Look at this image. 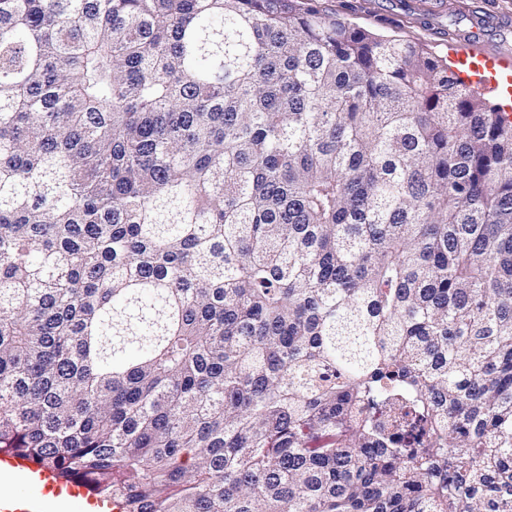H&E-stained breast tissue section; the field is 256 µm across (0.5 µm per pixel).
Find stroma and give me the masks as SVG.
<instances>
[{
  "label": "stroma",
  "mask_w": 512,
  "mask_h": 512,
  "mask_svg": "<svg viewBox=\"0 0 512 512\" xmlns=\"http://www.w3.org/2000/svg\"><path fill=\"white\" fill-rule=\"evenodd\" d=\"M315 6L371 32L418 42L447 55L457 36L478 50L512 48V0H314Z\"/></svg>",
  "instance_id": "1"
}]
</instances>
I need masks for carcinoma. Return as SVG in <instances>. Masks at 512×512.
Here are the masks:
<instances>
[{
    "instance_id": "carcinoma-1",
    "label": "carcinoma",
    "mask_w": 512,
    "mask_h": 512,
    "mask_svg": "<svg viewBox=\"0 0 512 512\" xmlns=\"http://www.w3.org/2000/svg\"><path fill=\"white\" fill-rule=\"evenodd\" d=\"M121 512H512V122L299 0H0V453Z\"/></svg>"
}]
</instances>
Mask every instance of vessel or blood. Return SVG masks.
Returning a JSON list of instances; mask_svg holds the SVG:
<instances>
[{"instance_id":"1","label":"vessel or blood","mask_w":512,"mask_h":512,"mask_svg":"<svg viewBox=\"0 0 512 512\" xmlns=\"http://www.w3.org/2000/svg\"><path fill=\"white\" fill-rule=\"evenodd\" d=\"M450 58L457 63V75L467 82L479 83L487 92H500L504 100L512 99V51L508 49L482 53L472 47L469 39L461 38L448 47ZM10 469L31 485L30 493L0 498V512H48L47 502L55 497L72 503L73 512H115L114 502L84 496L75 485H66L53 478L47 470L27 460L4 455L0 471Z\"/></svg>"}]
</instances>
